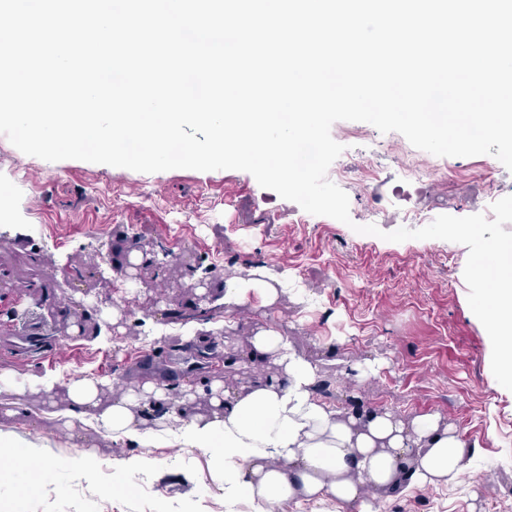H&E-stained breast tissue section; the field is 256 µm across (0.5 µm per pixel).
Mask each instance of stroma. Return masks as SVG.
<instances>
[{"instance_id": "stroma-1", "label": "stroma", "mask_w": 512, "mask_h": 512, "mask_svg": "<svg viewBox=\"0 0 512 512\" xmlns=\"http://www.w3.org/2000/svg\"><path fill=\"white\" fill-rule=\"evenodd\" d=\"M331 135L344 151L327 177L349 197L348 225L305 212L245 171L142 173L80 160L47 162L0 135V268L7 272L0 278V326L39 336L49 349L26 360L0 340V370L21 381L107 377L120 364L134 386L162 366L145 360L153 347H182L204 326L224 329L244 354L254 331L269 326L331 380L333 403L354 397L404 420L435 413L475 443L457 486L379 493L380 512H512V391L494 378L491 342L467 302V247L438 239L395 243L353 230L357 224L417 229L443 214L489 213L493 202L512 195V171L491 155L437 157L364 122H336ZM417 162L439 168L440 177L410 175ZM133 233L145 250L167 247L177 262L162 274L144 271L134 313L119 335L107 328L108 311L95 318L97 335L68 336L71 316L33 307L31 283L60 305L88 293L122 302L125 293L113 289L117 275L103 258ZM93 262L101 277L76 283L63 275L65 264ZM253 271L286 276L274 303L252 295L204 324L165 322L151 312L160 293L192 306L196 278L207 277L219 293L227 279ZM366 360L378 372L352 377L350 366ZM12 402L10 393L0 394V438L13 453L41 456L49 466L37 476L0 468L5 512H103L100 490L118 512H211L214 504L221 512H249L246 499L225 500L201 449L141 448L90 427L71 434L51 418L63 398L48 401L36 388L28 389L22 407ZM83 451L95 454L92 466L78 462ZM133 457L140 463L130 479L150 500L104 475Z\"/></svg>"}]
</instances>
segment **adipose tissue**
Wrapping results in <instances>:
<instances>
[{
  "mask_svg": "<svg viewBox=\"0 0 512 512\" xmlns=\"http://www.w3.org/2000/svg\"><path fill=\"white\" fill-rule=\"evenodd\" d=\"M249 354L272 359L280 377L248 387L225 386L222 398L211 399L209 413L190 417L181 438L223 460L215 475L225 496H245L253 512H277L284 503L301 500L333 501L336 512H375L367 488L399 485L402 462L414 461L408 485L420 490L454 484L467 471L471 446L439 415L403 421L387 411L359 418L335 409L313 390L316 367L270 327L255 330ZM108 385L94 375L41 381L47 394H65L67 428L91 425L107 437L141 446L161 442L163 424L172 414L154 382L143 384L155 394L147 407L131 393L103 403L100 394Z\"/></svg>",
  "mask_w": 512,
  "mask_h": 512,
  "instance_id": "adipose-tissue-1",
  "label": "adipose tissue"
}]
</instances>
